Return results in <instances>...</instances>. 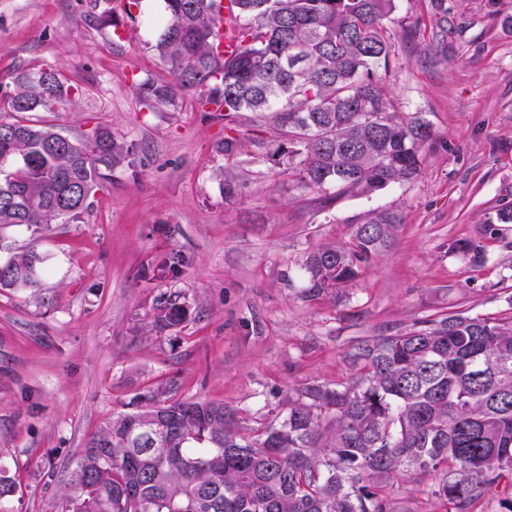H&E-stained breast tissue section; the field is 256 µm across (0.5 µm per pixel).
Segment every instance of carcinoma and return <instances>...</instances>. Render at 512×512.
<instances>
[{"mask_svg":"<svg viewBox=\"0 0 512 512\" xmlns=\"http://www.w3.org/2000/svg\"><path fill=\"white\" fill-rule=\"evenodd\" d=\"M164 2L153 45L163 71L136 87L145 106L162 112L189 96L201 112L221 101L228 121L271 118L268 155L326 207L418 177L431 125L396 118L382 77L397 38L421 34L416 23L391 29L395 0H236L243 48L222 61L212 50L215 0ZM448 12L447 0H430L443 41ZM70 89L58 71L32 67L0 97V231L79 219L102 168L133 153L106 126L66 147L56 126L30 119L73 110ZM398 225L380 213L309 252L301 295L348 286L391 247ZM45 262L34 245L12 255L0 262V288L38 290ZM188 317L166 299L152 326L163 333ZM349 360L352 383L290 388L286 413L246 433L236 409L179 397L165 381L87 442L61 512H393L394 485L437 473L431 495L446 512H471L512 476V315L427 318L357 340Z\"/></svg>","mask_w":512,"mask_h":512,"instance_id":"1","label":"carcinoma"}]
</instances>
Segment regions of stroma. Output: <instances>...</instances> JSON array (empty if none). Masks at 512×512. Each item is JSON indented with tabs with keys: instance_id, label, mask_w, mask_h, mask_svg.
Instances as JSON below:
<instances>
[{
	"instance_id": "stroma-1",
	"label": "stroma",
	"mask_w": 512,
	"mask_h": 512,
	"mask_svg": "<svg viewBox=\"0 0 512 512\" xmlns=\"http://www.w3.org/2000/svg\"><path fill=\"white\" fill-rule=\"evenodd\" d=\"M488 3L448 0L447 43L427 26L398 42L391 110L434 131L420 176L326 208L256 155L253 139L275 130L253 113L234 118L231 162L213 113L188 99L164 112L139 102L137 84L160 71L146 23L163 7L132 20L117 0H0V94L25 68L55 69L77 106L38 120L71 138L107 126L134 146L79 220L0 235L1 260L32 245L47 257L36 293L0 289V465L18 485L0 512H61L87 440L158 380L239 410L252 428L284 415L289 389L350 383L360 337L454 310L512 314V223L497 219L512 208V27ZM228 172L242 184L233 198ZM382 211L400 220L394 246L335 296L303 299L304 254ZM460 240L482 244L484 260L453 251ZM168 296L191 316L152 333ZM435 482L394 487L395 512H442Z\"/></svg>"
}]
</instances>
